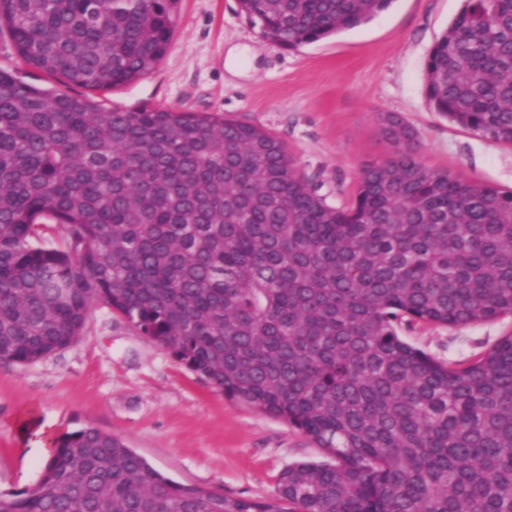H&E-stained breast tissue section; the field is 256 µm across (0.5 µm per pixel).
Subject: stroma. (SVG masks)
Listing matches in <instances>:
<instances>
[{
  "instance_id": "1",
  "label": "stroma",
  "mask_w": 512,
  "mask_h": 512,
  "mask_svg": "<svg viewBox=\"0 0 512 512\" xmlns=\"http://www.w3.org/2000/svg\"><path fill=\"white\" fill-rule=\"evenodd\" d=\"M461 7L393 0L366 25L289 50L253 28L237 0H180L156 68L98 98L225 114L272 132L335 206L351 200L364 166L393 153L384 113L411 128L428 168L509 189L512 146L448 122L426 94L429 53ZM399 334L436 359L468 361L512 336V316ZM29 411L63 432L94 426L172 480L229 497L273 498L288 465L328 459L307 434L227 398L99 304L71 347L29 365L0 361L2 491L34 486L46 463L19 431Z\"/></svg>"
}]
</instances>
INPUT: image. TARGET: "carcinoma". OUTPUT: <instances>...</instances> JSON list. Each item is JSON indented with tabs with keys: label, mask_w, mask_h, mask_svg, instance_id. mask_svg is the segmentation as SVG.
Here are the masks:
<instances>
[{
	"label": "carcinoma",
	"mask_w": 512,
	"mask_h": 512,
	"mask_svg": "<svg viewBox=\"0 0 512 512\" xmlns=\"http://www.w3.org/2000/svg\"><path fill=\"white\" fill-rule=\"evenodd\" d=\"M178 2L0 0L19 59L86 90L0 71V360L68 348L102 304L332 461L288 466L271 500L226 497L87 425L0 512H512V336L459 364L398 333L512 316V189L427 168L383 114L394 154L336 207L265 130L104 106L94 93L164 57ZM391 3L238 0L290 50ZM426 91L449 122L512 144V0H463Z\"/></svg>",
	"instance_id": "carcinoma-1"
}]
</instances>
